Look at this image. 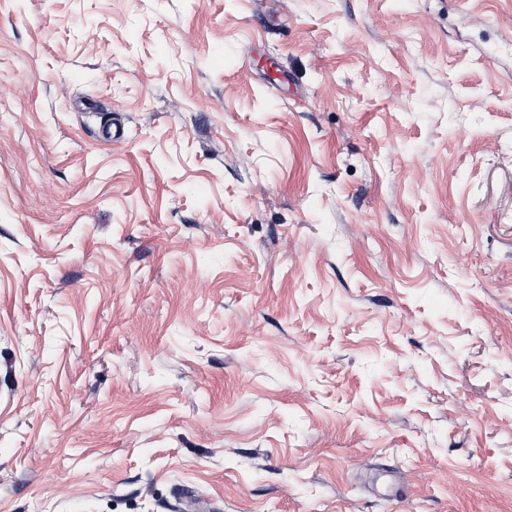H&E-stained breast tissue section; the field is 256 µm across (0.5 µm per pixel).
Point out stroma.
I'll return each instance as SVG.
<instances>
[{"label":"stroma","mask_w":512,"mask_h":512,"mask_svg":"<svg viewBox=\"0 0 512 512\" xmlns=\"http://www.w3.org/2000/svg\"><path fill=\"white\" fill-rule=\"evenodd\" d=\"M512 0H0V512H512Z\"/></svg>","instance_id":"obj_1"}]
</instances>
